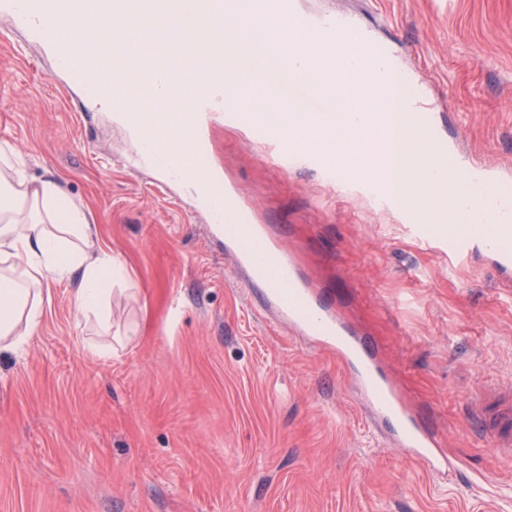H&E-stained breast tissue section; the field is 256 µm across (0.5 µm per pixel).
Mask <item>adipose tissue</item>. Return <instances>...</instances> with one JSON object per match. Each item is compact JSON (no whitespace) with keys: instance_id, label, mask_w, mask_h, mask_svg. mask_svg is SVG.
Instances as JSON below:
<instances>
[{"instance_id":"1","label":"adipose tissue","mask_w":512,"mask_h":512,"mask_svg":"<svg viewBox=\"0 0 512 512\" xmlns=\"http://www.w3.org/2000/svg\"><path fill=\"white\" fill-rule=\"evenodd\" d=\"M445 181L402 206L422 224L480 223L475 211L451 209ZM124 263L101 245L89 212L76 205L55 178L29 180L19 157L0 159V351H19L39 325L43 294L65 281L77 317L112 332L113 287Z\"/></svg>"}]
</instances>
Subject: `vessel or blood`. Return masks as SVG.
I'll return each instance as SVG.
<instances>
[{
	"label": "vessel or blood",
	"mask_w": 512,
	"mask_h": 512,
	"mask_svg": "<svg viewBox=\"0 0 512 512\" xmlns=\"http://www.w3.org/2000/svg\"><path fill=\"white\" fill-rule=\"evenodd\" d=\"M15 27L34 30L53 51L58 64L82 84L87 96L98 98L111 93L114 105L124 103L121 88L107 90L99 60L102 50L94 44L78 51L73 47L69 28L60 26L63 18H96L98 24L108 19L99 12L98 0H6ZM309 33L315 38L357 31L356 20L347 14H328L309 21ZM132 68L145 87H153L156 62L144 61L137 46H124ZM224 57L216 53L201 58L196 70L184 72L176 90L192 91V109L181 116L179 127L190 145L188 166L174 164L170 152L151 146L148 159L152 169H162L180 181L193 182L199 205L210 215L215 230L224 234V249L246 285L263 288L266 304L289 331L316 345L332 350L350 371V383L359 407L367 418L388 428L390 447L418 461L430 476L451 481L458 471L449 459L441 437L416 413L395 385L392 375L375 347L347 325L323 294L315 292L301 275L293 254L270 239L256 224L252 211L238 194L211 175L209 143L205 126L214 110L224 112L228 122L246 125L254 143L273 146L274 161L282 167L299 162L319 172L327 182L346 181L348 173L322 151L297 148L292 141L276 136L269 113L246 114L236 109L233 97L223 96ZM251 81L265 82L287 109L297 112L319 111L318 102L299 91L301 81L294 74L264 79L253 73ZM414 102L424 108L422 136L424 150L416 160V174L401 185L398 197L417 195L419 187L446 165L453 149L437 123L435 102L423 92H416ZM450 205L477 212H489L491 221L476 225L463 236L454 238L450 252L482 255L497 273L503 287H512V194L502 180L486 166L471 163L461 167L447 185ZM472 420L482 425L493 446L504 456H512V397L496 404L480 398L471 408Z\"/></svg>",
	"instance_id": "vessel-or-blood-1"
}]
</instances>
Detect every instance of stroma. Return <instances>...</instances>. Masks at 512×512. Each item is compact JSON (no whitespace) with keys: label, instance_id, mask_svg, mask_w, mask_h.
Instances as JSON below:
<instances>
[{"label":"stroma","instance_id":"1","mask_svg":"<svg viewBox=\"0 0 512 512\" xmlns=\"http://www.w3.org/2000/svg\"><path fill=\"white\" fill-rule=\"evenodd\" d=\"M296 4L352 14L444 104L457 158L512 179V0ZM207 134L212 169L378 347L459 478L385 444L335 354L237 282L193 194L137 174L140 141L1 7L0 147L91 212L128 271L112 325L141 329L111 352L52 283L34 336L0 358V512H512V461L469 415L479 391L512 390V290L381 200L270 166L247 128Z\"/></svg>","mask_w":512,"mask_h":512}]
</instances>
